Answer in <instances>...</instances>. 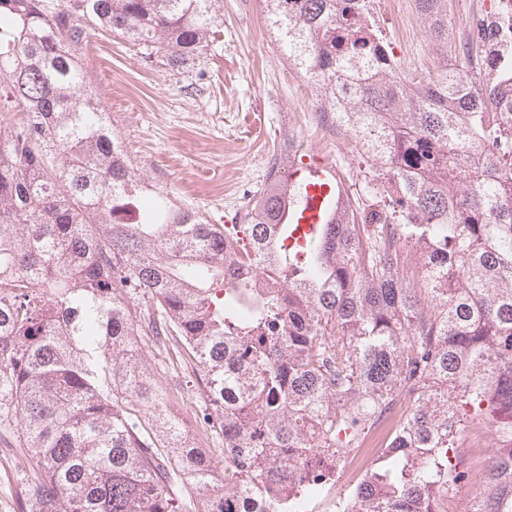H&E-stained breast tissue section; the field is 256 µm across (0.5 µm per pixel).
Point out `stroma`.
Masks as SVG:
<instances>
[{
	"instance_id": "35a3bbf8",
	"label": "stroma",
	"mask_w": 512,
	"mask_h": 512,
	"mask_svg": "<svg viewBox=\"0 0 512 512\" xmlns=\"http://www.w3.org/2000/svg\"><path fill=\"white\" fill-rule=\"evenodd\" d=\"M371 12L402 75L425 76L438 56L415 12L413 0H371ZM221 36L204 69L201 91H188L193 73L165 72L137 46L98 34L80 57L88 86L102 100L112 128L138 172L167 191L175 203L196 208L213 223L252 196L264 181L271 154L320 155L343 176L361 182L368 169L361 148L338 143L322 124V96L271 41L261 0H224ZM156 373L172 390L170 408L188 424L198 446L221 460L202 437L195 417L206 404L192 369L172 365L143 345ZM24 451L0 441V512H19Z\"/></svg>"
}]
</instances>
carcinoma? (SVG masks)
<instances>
[{"mask_svg": "<svg viewBox=\"0 0 512 512\" xmlns=\"http://www.w3.org/2000/svg\"><path fill=\"white\" fill-rule=\"evenodd\" d=\"M262 2L323 121L347 99L370 160L291 248L304 190L282 156L214 224L145 182L84 80L99 30L169 73L201 64L223 0H0V436L27 451L20 512H315L333 493L327 512H447L471 481L448 460L467 424L493 441L480 512H512V9L475 19L462 63L406 81L370 0ZM413 2L448 50V0ZM141 334L192 366L222 469ZM396 420V412L393 411L378 427H376L364 440L362 448L359 449L354 459L344 468L338 487L353 486L357 481L361 469L370 462L384 446L391 427Z\"/></svg>", "mask_w": 512, "mask_h": 512, "instance_id": "1", "label": "carcinoma"}]
</instances>
